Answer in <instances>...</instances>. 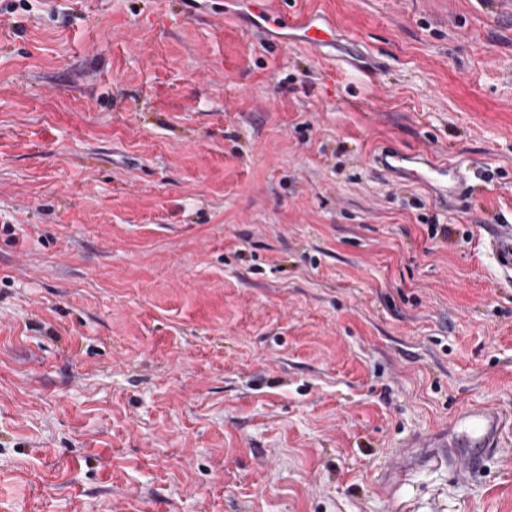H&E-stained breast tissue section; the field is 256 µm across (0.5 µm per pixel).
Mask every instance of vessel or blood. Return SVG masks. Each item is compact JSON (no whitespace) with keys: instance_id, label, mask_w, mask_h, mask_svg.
Returning <instances> with one entry per match:
<instances>
[{"instance_id":"vessel-or-blood-1","label":"vessel or blood","mask_w":512,"mask_h":512,"mask_svg":"<svg viewBox=\"0 0 512 512\" xmlns=\"http://www.w3.org/2000/svg\"><path fill=\"white\" fill-rule=\"evenodd\" d=\"M378 163L386 170H397L406 178L423 184L439 186L441 195L455 194L470 197L478 193V185L468 177L469 165L462 161L421 159L419 154L408 153L397 148L385 151ZM484 245L499 265L512 272V229L502 230L500 225L487 227ZM467 440L463 450L441 455V462L449 468L475 472L482 468L485 459L499 446L500 437L506 427L502 414L489 408L473 406L460 413L455 420Z\"/></svg>"}]
</instances>
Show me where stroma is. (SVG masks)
Returning <instances> with one entry per match:
<instances>
[{
  "label": "stroma",
  "instance_id": "1",
  "mask_svg": "<svg viewBox=\"0 0 512 512\" xmlns=\"http://www.w3.org/2000/svg\"><path fill=\"white\" fill-rule=\"evenodd\" d=\"M10 2L0 512H512V428L469 476L426 446L512 413L499 0H270L263 32L250 0ZM421 159L419 154L391 148L377 161L386 170L403 173L406 178L416 182L439 186L440 197L447 201L448 193L470 197L480 191V187L469 180L467 173L469 167L476 166L477 163L440 160L433 157L422 162ZM484 245L494 256L499 265L508 273L512 272V226L510 230H502L501 225L488 224Z\"/></svg>",
  "mask_w": 512,
  "mask_h": 512
}]
</instances>
